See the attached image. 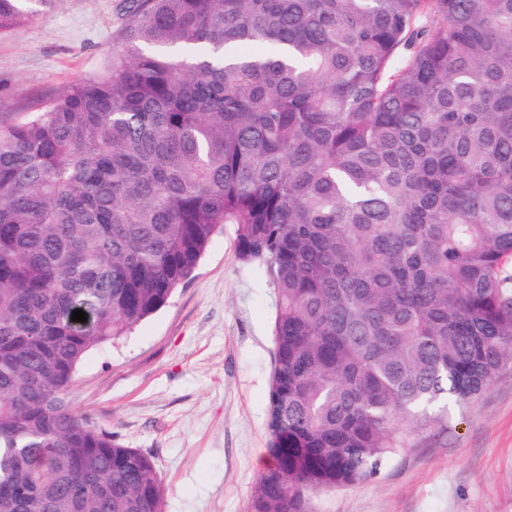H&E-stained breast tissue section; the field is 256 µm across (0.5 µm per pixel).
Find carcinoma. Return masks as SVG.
Returning <instances> with one entry per match:
<instances>
[{
    "label": "carcinoma",
    "instance_id": "obj_1",
    "mask_svg": "<svg viewBox=\"0 0 512 512\" xmlns=\"http://www.w3.org/2000/svg\"><path fill=\"white\" fill-rule=\"evenodd\" d=\"M226 224L277 295L250 512H302L512 360V0H131L98 71L0 124V512H162L69 390Z\"/></svg>",
    "mask_w": 512,
    "mask_h": 512
}]
</instances>
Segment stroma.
I'll use <instances>...</instances> for the list:
<instances>
[{
	"label": "stroma",
	"mask_w": 512,
	"mask_h": 512,
	"mask_svg": "<svg viewBox=\"0 0 512 512\" xmlns=\"http://www.w3.org/2000/svg\"><path fill=\"white\" fill-rule=\"evenodd\" d=\"M125 25L126 0H59L0 33V122L99 70ZM275 313L228 224L164 307L85 357L75 411L154 456L163 512H249L268 459ZM304 512H512V361L447 426L420 432L371 479L305 495Z\"/></svg>",
	"instance_id": "1"
}]
</instances>
